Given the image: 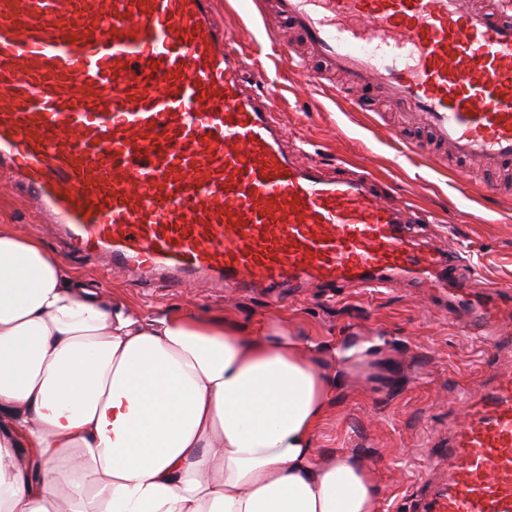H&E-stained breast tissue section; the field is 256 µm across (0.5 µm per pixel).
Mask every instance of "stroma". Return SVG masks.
Returning <instances> with one entry per match:
<instances>
[{
  "label": "stroma",
  "instance_id": "stroma-1",
  "mask_svg": "<svg viewBox=\"0 0 512 512\" xmlns=\"http://www.w3.org/2000/svg\"><path fill=\"white\" fill-rule=\"evenodd\" d=\"M215 20L234 33L247 73L262 74L260 90L275 92V118L297 162L329 169L369 162L396 200L426 216L416 235L454 252L474 286L512 285V190H490L477 165L448 163L434 147L420 157L411 153L408 145L419 133L404 125L402 107L381 96H369L360 109L327 88L305 85L284 52L289 35L258 8L219 0ZM0 224L17 225L64 253L24 187L1 173ZM64 255L104 299L120 294L146 314L180 307L243 326L284 316L289 333L306 344L348 349L369 343L359 359L343 360L342 384L316 446L324 455H356L374 470L381 512H398L437 478L428 450L462 423L463 398H477L489 379L512 369V323L499 328L505 345L491 352L482 336L449 319L444 296H428L405 281L368 290L348 286L333 296L316 286L287 288L275 304L263 293L209 281L144 285L123 271L104 272L95 260Z\"/></svg>",
  "mask_w": 512,
  "mask_h": 512
}]
</instances>
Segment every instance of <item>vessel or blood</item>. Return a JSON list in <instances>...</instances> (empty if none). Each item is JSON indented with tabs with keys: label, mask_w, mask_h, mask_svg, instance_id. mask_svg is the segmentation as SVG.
I'll return each mask as SVG.
<instances>
[{
	"label": "vessel or blood",
	"mask_w": 512,
	"mask_h": 512,
	"mask_svg": "<svg viewBox=\"0 0 512 512\" xmlns=\"http://www.w3.org/2000/svg\"><path fill=\"white\" fill-rule=\"evenodd\" d=\"M339 95L382 91L459 158L512 162L507 0H271ZM215 0H0V168L66 245L139 279L277 298L289 283L448 296L493 329L512 292L475 288L418 241L379 180L288 154L272 93L249 90ZM431 451L445 478L411 512H512V373Z\"/></svg>",
	"instance_id": "b4317fda"
}]
</instances>
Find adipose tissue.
I'll return each instance as SVG.
<instances>
[{
	"instance_id": "adipose-tissue-1",
	"label": "adipose tissue",
	"mask_w": 512,
	"mask_h": 512,
	"mask_svg": "<svg viewBox=\"0 0 512 512\" xmlns=\"http://www.w3.org/2000/svg\"><path fill=\"white\" fill-rule=\"evenodd\" d=\"M338 353L103 301L0 224V512H379L372 469L318 455Z\"/></svg>"
}]
</instances>
